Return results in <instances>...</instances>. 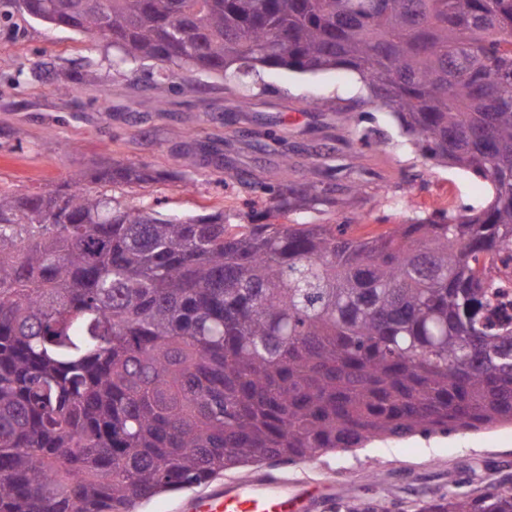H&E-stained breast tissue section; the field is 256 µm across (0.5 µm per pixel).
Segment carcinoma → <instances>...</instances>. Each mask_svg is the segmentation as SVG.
I'll list each match as a JSON object with an SVG mask.
<instances>
[{"instance_id":"1","label":"carcinoma","mask_w":512,"mask_h":512,"mask_svg":"<svg viewBox=\"0 0 512 512\" xmlns=\"http://www.w3.org/2000/svg\"><path fill=\"white\" fill-rule=\"evenodd\" d=\"M16 11L226 84L349 69L491 200L356 237L80 179L0 191V512H133L250 463L512 424V327L478 317L512 255V0H0ZM412 512H512V487Z\"/></svg>"}]
</instances>
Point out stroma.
<instances>
[{"mask_svg":"<svg viewBox=\"0 0 512 512\" xmlns=\"http://www.w3.org/2000/svg\"><path fill=\"white\" fill-rule=\"evenodd\" d=\"M121 56L23 13L0 24V190L41 193L133 163L151 180L101 182L98 191L168 215L220 209L227 223L262 224L273 191L312 183L316 197L292 207L285 223L350 224L358 235L417 212L488 203L483 180L411 152L388 107L356 105L362 84L351 70L267 68L243 88L196 72L194 90L184 93V70L171 68L162 82L154 62ZM62 74L71 77L65 93L57 88ZM316 99L328 111L311 109ZM277 470L318 489L309 512H336L348 498L405 512L407 502L438 489L512 487V425L374 441Z\"/></svg>","mask_w":512,"mask_h":512,"instance_id":"stroma-1","label":"stroma"}]
</instances>
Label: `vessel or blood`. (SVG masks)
Returning <instances> with one entry per match:
<instances>
[{
  "mask_svg": "<svg viewBox=\"0 0 512 512\" xmlns=\"http://www.w3.org/2000/svg\"><path fill=\"white\" fill-rule=\"evenodd\" d=\"M313 500L309 485L266 473L232 482L191 499L187 512H306Z\"/></svg>",
  "mask_w": 512,
  "mask_h": 512,
  "instance_id": "1",
  "label": "vessel or blood"
}]
</instances>
